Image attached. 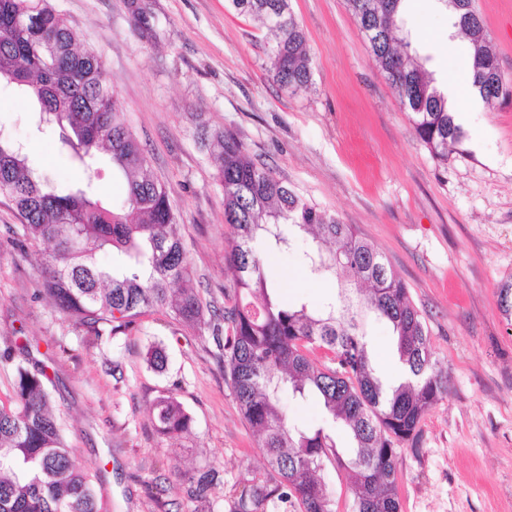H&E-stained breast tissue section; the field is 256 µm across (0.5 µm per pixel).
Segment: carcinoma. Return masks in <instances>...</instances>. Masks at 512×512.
Masks as SVG:
<instances>
[{"mask_svg":"<svg viewBox=\"0 0 512 512\" xmlns=\"http://www.w3.org/2000/svg\"><path fill=\"white\" fill-rule=\"evenodd\" d=\"M452 26L468 43L472 85L497 103L512 99L498 58L484 54L489 38L474 0H443ZM401 0H345L351 15L372 30L367 39L377 67L407 110L417 137L438 162L465 137L445 95L411 43L396 36ZM233 9L267 30L266 69L280 87L312 85L308 39L289 0H231ZM30 20L24 29L17 18ZM73 27L52 0H0V85L34 103V123L58 153L83 168L78 183L56 182L28 164L21 146L0 133V198L20 220V236L50 246L40 269L39 293L73 325L98 340L134 329L150 311H165L187 329L212 327L224 353L232 394L258 438L270 479L252 482L230 512H334L317 476L324 459L339 457L346 432V464L353 512H400L396 448L414 439L425 415L448 391L432 359L425 320L386 257L350 224L320 209L259 163L229 130L202 127L200 143L224 191V223L232 229L225 254L224 299L217 311L202 299L186 258L181 227L168 191L148 170L141 143L127 125L101 56L77 46ZM123 180L120 196L105 202L97 180L99 154ZM301 232L314 246L304 253L310 273L338 281L340 302L319 310L280 298L267 257L288 248ZM111 261L104 265L99 255ZM388 322L403 368L387 382L372 362L363 320ZM322 349L328 363L307 352ZM13 396L0 405V512H110L102 476L78 471L60 418L50 408L47 373L14 362ZM316 395L325 420L291 422L282 395ZM156 430L179 436L192 417L173 395L148 407ZM187 497L210 508L224 472L204 466L182 475Z\"/></svg>","mask_w":512,"mask_h":512,"instance_id":"carcinoma-1","label":"carcinoma"}]
</instances>
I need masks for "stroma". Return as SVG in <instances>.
Wrapping results in <instances>:
<instances>
[{"label": "stroma", "mask_w": 512, "mask_h": 512, "mask_svg": "<svg viewBox=\"0 0 512 512\" xmlns=\"http://www.w3.org/2000/svg\"><path fill=\"white\" fill-rule=\"evenodd\" d=\"M101 55L106 76L170 193L182 243L204 300L224 306L230 229L199 125L235 133L301 196L355 225L407 285L430 331L448 394L400 444L401 512H512V325L497 287L512 278V100L461 118L463 142L438 163L376 66L344 0H291L309 40L313 83L287 91L264 65V33L229 0H141L145 32L127 0H53ZM512 81V0H476ZM398 24L435 79L462 71L467 45L449 38L440 0H406ZM0 131L21 143L33 168L61 182L83 179L33 134L29 102L0 88ZM0 198V350L37 344L52 403L81 470L101 474L112 512H195L181 475L208 464L224 472L211 512H228L247 481L269 479L243 419L210 328L144 316L128 334L93 341L36 292L43 247L19 241ZM309 235L269 259L284 301L321 308L334 280L311 277L300 256ZM374 363L400 376L390 326L364 322ZM163 346L164 371L146 361ZM174 395L192 417L189 434L160 435L147 408Z\"/></svg>", "instance_id": "obj_1"}]
</instances>
